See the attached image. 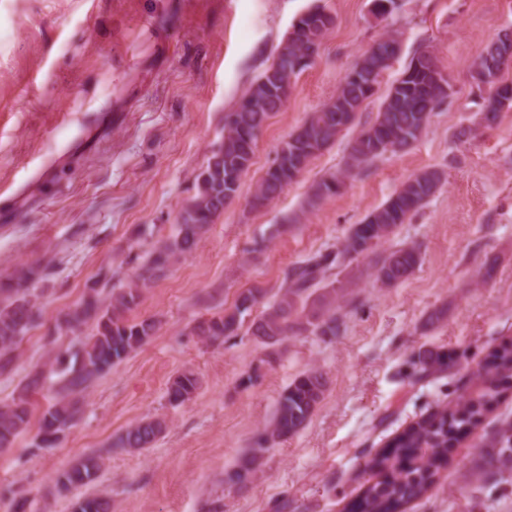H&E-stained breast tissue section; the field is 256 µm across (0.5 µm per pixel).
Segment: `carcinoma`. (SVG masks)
I'll return each instance as SVG.
<instances>
[{
    "mask_svg": "<svg viewBox=\"0 0 512 512\" xmlns=\"http://www.w3.org/2000/svg\"><path fill=\"white\" fill-rule=\"evenodd\" d=\"M317 25L303 22L289 29L274 51L273 62L224 113V138L212 151L206 167L198 174L195 194L181 207L175 237L157 242L143 256L137 282L126 287L111 286L112 268L100 270L94 287L82 301L56 323L60 331L76 329L88 322L94 327L74 352L58 353L55 367L46 372L31 370L17 397L0 405V451L12 447L30 424V397L40 392L49 376L59 378L60 387L42 412L39 429L64 434L83 415L87 390L112 367L122 363L157 334L159 322L152 318H128L138 307L143 287L162 277L178 258L190 254L198 240L224 212V205L238 196L242 177L253 164L255 145L274 113L281 111L302 71L292 60L320 45L334 25V17L321 5L311 8ZM355 66L360 77L375 78L391 70L381 54H362ZM431 87L427 75L396 78L389 85L375 120L362 127L348 141L344 168L316 183L309 205L336 195L345 178L384 155L403 152L419 140L433 114L421 117L416 104ZM363 91L345 78L320 110L300 126L306 136L293 133L283 141L273 163L256 183L250 198L253 209H261L277 200L292 185V170L302 165L307 170L318 157L313 148L325 151L356 124L363 105ZM445 184L437 169L412 174L377 209L352 225L342 247L317 251L297 262L285 273L284 282L272 297L264 288H248L238 294L234 306L192 327L194 335L210 345H220L239 335L253 309L263 305L252 317L247 334L267 348H276L291 336L336 335V314L357 299L351 283L337 279L352 262L370 259L375 283L390 287L405 282L420 264L414 246H395L382 252L378 247L390 240L397 229L424 208ZM52 262L17 268L10 282L0 283V374L14 370L18 348L26 334L40 325L37 282L51 275ZM415 381L435 379L448 373L453 361L439 350H420L412 360ZM483 391L479 399L459 397L439 405L416 421L392 442V450L367 461L366 467L379 476L361 495L363 512H396L422 498L436 482L441 468L449 460V449L465 433L479 427L486 413L501 394L512 389V340L495 349L491 359L475 372ZM198 381L191 373L178 375L167 389L168 402L174 406L191 400ZM328 387L322 370L310 368L296 377L277 403L273 420L264 428L253 448L225 473L224 483L243 491L263 471L267 444L292 437L303 429L320 404ZM166 422L145 418L127 426L113 442V447L128 453H141L153 446L164 433ZM479 461L472 473L478 484L504 479L512 470V421L500 422L487 434V444L479 449ZM105 466V458L86 454L57 472L55 486L60 492L88 487L96 482ZM72 506L78 512H112V499L97 494L77 498Z\"/></svg>",
    "mask_w": 512,
    "mask_h": 512,
    "instance_id": "obj_1",
    "label": "carcinoma"
}]
</instances>
